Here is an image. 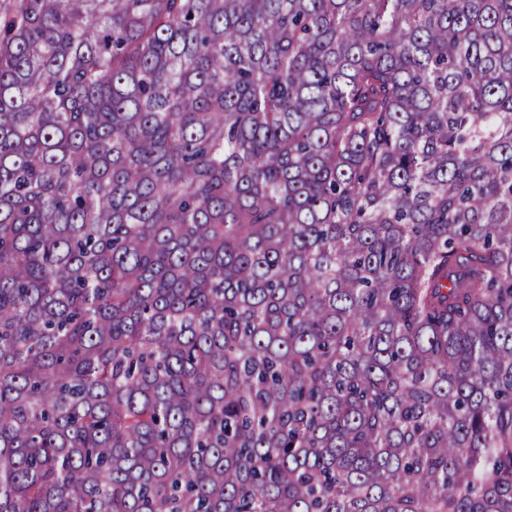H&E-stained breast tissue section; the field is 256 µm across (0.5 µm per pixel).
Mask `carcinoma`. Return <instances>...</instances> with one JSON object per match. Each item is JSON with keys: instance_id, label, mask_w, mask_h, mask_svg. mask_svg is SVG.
Segmentation results:
<instances>
[{"instance_id": "carcinoma-1", "label": "carcinoma", "mask_w": 512, "mask_h": 512, "mask_svg": "<svg viewBox=\"0 0 512 512\" xmlns=\"http://www.w3.org/2000/svg\"><path fill=\"white\" fill-rule=\"evenodd\" d=\"M0 512H512V0H0Z\"/></svg>"}]
</instances>
